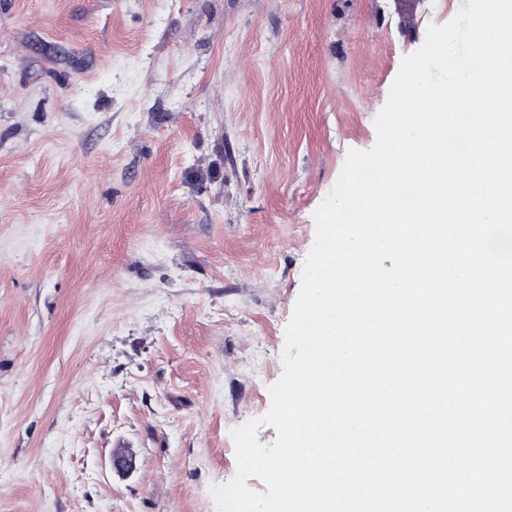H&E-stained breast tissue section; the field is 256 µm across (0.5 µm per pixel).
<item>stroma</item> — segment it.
Wrapping results in <instances>:
<instances>
[{"instance_id": "stroma-1", "label": "stroma", "mask_w": 512, "mask_h": 512, "mask_svg": "<svg viewBox=\"0 0 512 512\" xmlns=\"http://www.w3.org/2000/svg\"><path fill=\"white\" fill-rule=\"evenodd\" d=\"M466 3L0 0V512H216L314 213Z\"/></svg>"}]
</instances>
